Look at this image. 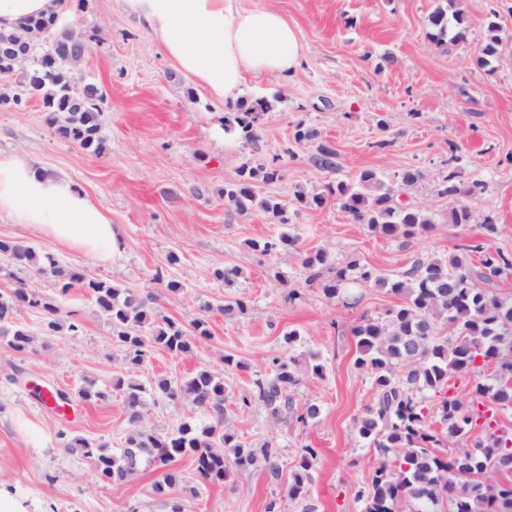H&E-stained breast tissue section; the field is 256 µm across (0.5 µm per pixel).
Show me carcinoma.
<instances>
[{
	"mask_svg": "<svg viewBox=\"0 0 512 512\" xmlns=\"http://www.w3.org/2000/svg\"><path fill=\"white\" fill-rule=\"evenodd\" d=\"M431 24L437 29L435 38L439 42L447 36L452 43L466 40L464 17L458 10L449 16L447 9L438 8L431 16ZM488 30L490 43L482 49L480 57L483 64L488 63L487 57L497 53L500 45L512 43V37L503 34L499 24L490 23ZM30 39L36 47L49 41L48 54L55 56L59 64L45 70L40 66L42 60H37L38 66L24 75L27 92L41 97L61 137L86 150L101 152L104 95L99 89L83 90L79 102H68L70 80L62 63L66 62L67 54L75 51V46L67 32L62 28L35 30ZM271 108V102L265 98L242 100L224 113V131L237 132L251 140L262 116ZM455 159L454 155L448 158V173L439 181L437 194L460 198L449 218L453 224H470L475 216L468 199L481 192V184L462 186L451 166ZM309 161L320 169H331L336 166V153L320 145ZM259 174L272 182L277 179L278 170L242 169L239 180L224 186V199L240 212H246L247 203L254 200L251 180ZM336 201L354 223L386 235L411 238L430 231L434 224L425 208L396 204L393 187L369 169L361 171L352 184L338 183ZM293 243L294 239L283 236L278 241H255L253 248L269 254ZM466 250L483 253L478 270L467 266L458 255L418 259L398 280L357 263L339 268L324 251L302 260L307 270L306 282L319 286L329 298L356 284L370 283L401 297V303L378 317L362 318L353 329L357 339L356 365L370 371L375 389L374 400L359 421V434L384 457V462L372 472L367 488L357 492L363 501V512H512V480L507 478L512 473L511 437L490 431L477 438L472 448L460 453L448 456L432 451L441 439L427 422V412L439 418L448 437L453 438L486 428V423H478L484 417L479 412L483 399L493 400L500 409L512 407V303L479 285L512 269V260L503 252L480 244ZM0 256L57 278L63 295L76 284L85 288L111 322L115 336L125 347L126 359L133 365L143 362L149 347L184 354L191 349L192 336L210 335L204 319L192 322L191 333L181 323L165 319L146 338L135 330L152 320L151 304L155 297L143 298L129 289L64 269L51 254H40L19 243L0 240ZM26 304L42 306L47 331L59 328V307L34 300L28 289L19 285L12 294L0 296V336L10 337L9 345L16 351L25 350L32 342L28 330L14 320L18 309ZM444 328L449 329L446 336L442 335ZM479 362L495 364L493 378L476 381L463 398L444 392L454 374L475 370ZM298 365L299 360L293 356L286 360L275 357L272 376L255 381L256 396L275 425L288 423V416L293 413L294 393L299 385ZM117 386L124 388L129 425L120 452L106 453L102 446L81 437L66 446L70 453L93 459L100 479L111 483L128 480L144 456L151 458L161 471V479L154 485L160 494L178 491L170 465L181 456L193 459L196 474L204 483L221 484L231 469H246L259 462L271 478L278 479V456L271 446L250 448L224 426V401L228 395L224 377L200 370L181 381H159L157 388L162 394L187 398L212 419L202 429L184 422L164 434L155 433L143 422L145 387L134 381H120ZM426 391L436 393L429 410L423 406L421 397ZM315 459V449H303L301 462L288 483V500L295 501L306 494V471Z\"/></svg>",
	"mask_w": 512,
	"mask_h": 512,
	"instance_id": "1",
	"label": "carcinoma"
}]
</instances>
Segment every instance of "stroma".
I'll use <instances>...</instances> for the list:
<instances>
[{
	"label": "stroma",
	"mask_w": 512,
	"mask_h": 512,
	"mask_svg": "<svg viewBox=\"0 0 512 512\" xmlns=\"http://www.w3.org/2000/svg\"><path fill=\"white\" fill-rule=\"evenodd\" d=\"M443 4L241 0L245 8L282 12L304 46L302 63L288 80L246 78L241 98L264 97L273 105L250 141L225 131L224 106L164 54L129 0H67L63 13L86 43L83 59L68 68L73 85L93 83L104 94L102 153L56 134L41 98L23 95L22 72L0 75V94L23 96L20 106L0 109V157L22 156L68 175L97 200L125 248L114 261L97 260L60 248L4 214L0 239L52 254L61 265L116 287L153 294L155 320L187 326L203 317L211 331L187 353L154 347L141 365H131L84 288L60 294L54 278L0 256V295L22 283L40 301L15 316L32 336L26 350L14 351L0 338V487L16 493L26 512H170L169 501L153 489L160 473L148 458L115 485L99 479L89 459L66 452L64 443L84 437L109 452L123 447L122 381L145 387V419L156 432L207 422L203 410L156 388L158 380L179 381L202 369L224 377L227 428L252 448L271 444L282 476L272 479L259 464L231 470L224 484L214 485L199 480L190 457L178 458L175 473L197 491L186 497L185 512H304L308 506L363 512L356 492L382 457L358 433L375 390L370 372L354 363L352 328L399 299L373 285L353 288L354 305L343 295L327 298L306 284L304 256L322 250L337 265L355 261L393 278L418 257L461 254L477 265V244L512 256V47L500 48L490 66L478 62L489 22L512 33V0H459L468 32L455 46L433 38L429 17ZM300 126L315 131L316 139L296 141ZM321 144L335 149V169L309 163ZM259 166L278 167L279 176L255 181V196L285 203V218L255 205L243 214L225 202L224 187L241 168ZM451 168L464 185L482 184L471 206L476 219L494 217L495 236H484L476 221L449 223L453 201L438 196L437 183ZM365 169L392 184L399 204L427 208L433 230L405 238L352 223L328 189ZM408 171L420 173V180L404 184ZM300 193L324 201L301 204ZM284 234L294 238L293 246L268 255L251 247ZM224 268L240 271L232 285L214 278ZM170 280L181 283L180 292L166 290ZM238 300L247 305L244 313H219V305ZM46 302L60 308V327L51 334L43 330ZM276 356L299 359L294 409L317 404L316 418L276 426L262 402L242 405L241 396L269 374ZM315 362L322 375L312 374ZM90 383L105 399L77 401L62 414L34 396L45 388L72 395ZM308 446L317 451L308 496L291 502L288 478Z\"/></svg>",
	"instance_id": "stroma-1"
}]
</instances>
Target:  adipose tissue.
<instances>
[{
    "label": "adipose tissue",
    "mask_w": 512,
    "mask_h": 512,
    "mask_svg": "<svg viewBox=\"0 0 512 512\" xmlns=\"http://www.w3.org/2000/svg\"><path fill=\"white\" fill-rule=\"evenodd\" d=\"M166 55L219 103L236 102L248 75L288 78L303 60L298 30L279 11L240 0H133ZM65 0H0V29L62 14ZM0 213L55 245L118 258L123 240L95 200L64 174L0 158Z\"/></svg>",
    "instance_id": "adipose-tissue-1"
}]
</instances>
